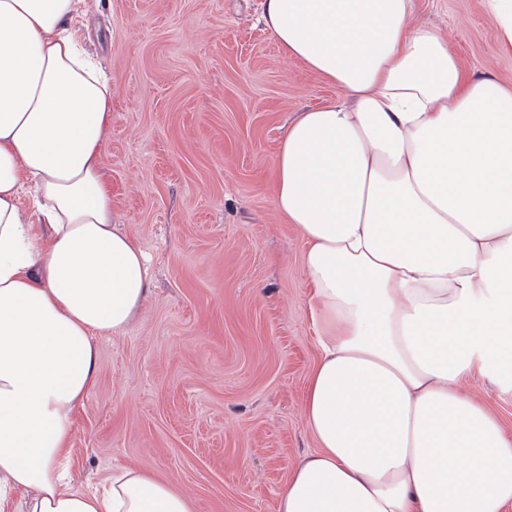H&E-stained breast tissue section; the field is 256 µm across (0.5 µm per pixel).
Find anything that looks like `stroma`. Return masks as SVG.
<instances>
[{"instance_id": "obj_1", "label": "stroma", "mask_w": 512, "mask_h": 512, "mask_svg": "<svg viewBox=\"0 0 512 512\" xmlns=\"http://www.w3.org/2000/svg\"><path fill=\"white\" fill-rule=\"evenodd\" d=\"M261 0H99L91 48L112 85L102 165L112 209L150 258L135 323L98 339L75 417L73 476L131 465L192 497V512H277L317 449L304 393L318 357L304 242L273 203L287 124L338 96L284 57ZM465 70L512 84L485 0H415ZM466 389L512 432V391Z\"/></svg>"}]
</instances>
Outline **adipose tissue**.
Returning <instances> with one entry per match:
<instances>
[{"label":"adipose tissue","instance_id":"ef3b65f1","mask_svg":"<svg viewBox=\"0 0 512 512\" xmlns=\"http://www.w3.org/2000/svg\"><path fill=\"white\" fill-rule=\"evenodd\" d=\"M414 0H263L284 56L336 84L299 113L273 199L304 240L316 452L278 512H506L512 437L465 392L512 390V87L467 77ZM87 0H0V512H190L138 467H68L97 340L123 335L148 259L112 212V90ZM30 195V208L21 198Z\"/></svg>","mask_w":512,"mask_h":512}]
</instances>
